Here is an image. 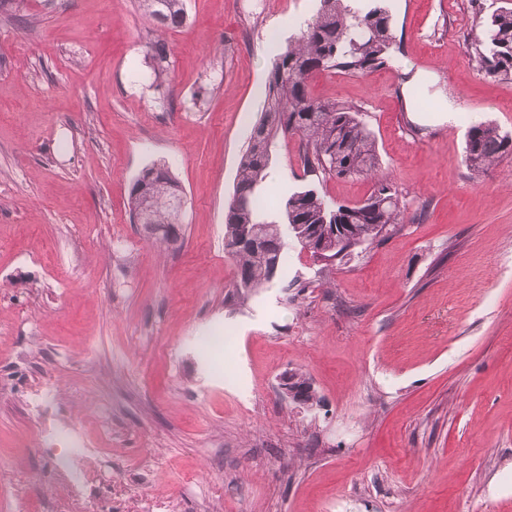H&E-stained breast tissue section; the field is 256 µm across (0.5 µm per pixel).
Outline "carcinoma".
<instances>
[{
    "instance_id": "1",
    "label": "carcinoma",
    "mask_w": 512,
    "mask_h": 512,
    "mask_svg": "<svg viewBox=\"0 0 512 512\" xmlns=\"http://www.w3.org/2000/svg\"><path fill=\"white\" fill-rule=\"evenodd\" d=\"M145 16L161 33L186 23L185 0H140ZM385 0H369L356 7L347 0H320L316 13L307 19L297 36L277 54L269 72V94L256 128L266 132L250 141L241 157L236 188L226 215L224 247L237 275L235 294L252 293L281 283L283 290L311 287L297 279L286 281L272 273L269 252L286 254L295 243L311 254L323 252L325 265L351 256L342 245L344 238H358L369 246L397 233L404 220L399 194L378 174L380 159L375 138L360 117V109L334 101H322L308 90L310 77L320 71L365 74L386 67L394 45L392 17ZM473 4V21L467 42L471 56L485 76L512 79V0L483 14L480 0ZM155 80L169 69V48L161 36L146 45ZM295 134L301 141L304 176L312 182L288 194L277 218L267 219L265 181L272 148L281 137ZM512 156V134L489 121L470 126L466 135L465 161L475 169L498 165ZM371 177L374 189L364 203L333 204L321 194L316 181L329 177ZM182 192L180 182L168 166L154 163L136 178L130 193L133 221L143 216L162 231L180 223L169 197ZM258 227L266 252L233 246L240 228ZM296 385L304 388L301 404L313 407L317 393L309 379L294 372Z\"/></svg>"
}]
</instances>
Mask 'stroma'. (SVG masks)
I'll use <instances>...</instances> for the list:
<instances>
[{"instance_id":"35a3bbf8","label":"stroma","mask_w":512,"mask_h":512,"mask_svg":"<svg viewBox=\"0 0 512 512\" xmlns=\"http://www.w3.org/2000/svg\"><path fill=\"white\" fill-rule=\"evenodd\" d=\"M185 3L159 85L138 0L0 14V512H512V157L464 160L471 124L512 131V80L471 61L470 0H387L389 67L309 81L360 107L401 232L327 271L290 246L309 289L245 300L224 224L266 44L319 0ZM298 150H273L279 195ZM155 162L186 200L165 243L130 213ZM73 421L99 450L80 499L38 450ZM291 373H292V375H291ZM291 373L284 375L281 379L280 385H281V389L283 391L284 397L286 399L289 398L291 400H294L293 396H294L295 391L291 385V382H292L290 380V375H291L293 378L296 379L295 384L298 385L299 387H304V390H305V392H304L305 399L298 403L312 408L313 405L316 404L318 401L317 393H316L314 387L312 386L311 382L304 374L299 373V372H291Z\"/></svg>"}]
</instances>
